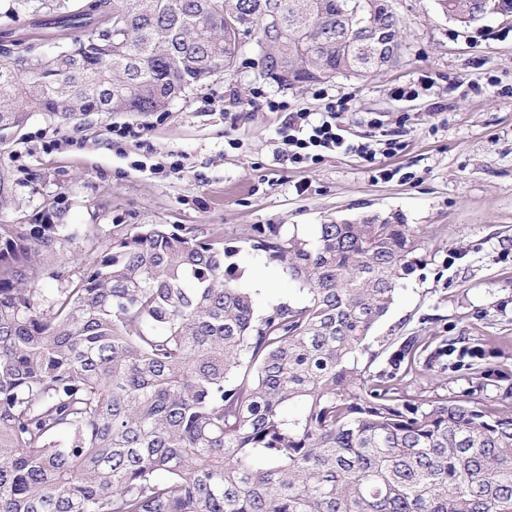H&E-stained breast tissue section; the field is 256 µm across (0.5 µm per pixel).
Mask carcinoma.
Returning a JSON list of instances; mask_svg holds the SVG:
<instances>
[{
	"label": "carcinoma",
	"mask_w": 512,
	"mask_h": 512,
	"mask_svg": "<svg viewBox=\"0 0 512 512\" xmlns=\"http://www.w3.org/2000/svg\"><path fill=\"white\" fill-rule=\"evenodd\" d=\"M13 2L32 25L0 24V143L34 112L164 110L244 36L280 84L364 70L355 0ZM61 40L79 53L45 51ZM61 230L0 224V512H512V386H402L463 369L484 390L483 351L408 336L371 369L366 340L416 266L411 225L272 230L251 248L304 299L263 312L219 225H144L77 277L55 267Z\"/></svg>",
	"instance_id": "1"
}]
</instances>
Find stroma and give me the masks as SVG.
Segmentation results:
<instances>
[{
	"mask_svg": "<svg viewBox=\"0 0 512 512\" xmlns=\"http://www.w3.org/2000/svg\"><path fill=\"white\" fill-rule=\"evenodd\" d=\"M389 2L400 55L363 76L283 86L262 75L249 39L232 71L164 111L80 113L66 124L33 113L0 143L16 200L0 224L68 225L61 255L73 272V256H95L145 224L220 225L225 245L241 249L243 281L262 274L263 307L293 284L250 250L259 230L309 237L320 224L396 217L417 232L419 265L373 330L372 350L407 336H462L503 374L489 395L512 386V15L464 25L437 0ZM409 86L418 97L396 96ZM340 97L351 105L338 120L344 135L370 143L376 160L331 151L308 166L283 158L285 115L268 101L321 112ZM117 128L128 133L118 147ZM390 138L401 148L382 156ZM173 159L180 171H155Z\"/></svg>",
	"mask_w": 512,
	"mask_h": 512,
	"instance_id": "1",
	"label": "stroma"
}]
</instances>
